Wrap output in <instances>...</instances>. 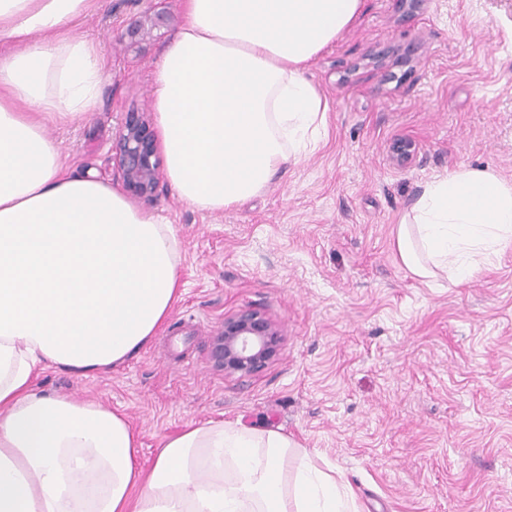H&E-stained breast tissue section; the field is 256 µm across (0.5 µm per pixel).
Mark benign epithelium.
<instances>
[{
  "label": "benign epithelium",
  "instance_id": "7a95c632",
  "mask_svg": "<svg viewBox=\"0 0 512 512\" xmlns=\"http://www.w3.org/2000/svg\"><path fill=\"white\" fill-rule=\"evenodd\" d=\"M114 150L126 188L138 198H152L160 184L161 170L150 113H127ZM414 155L415 146L408 141H400L393 148V159L399 164L408 163ZM280 336V327L263 313L240 309L224 318L214 340L215 362L227 373H256L265 367Z\"/></svg>",
  "mask_w": 512,
  "mask_h": 512
}]
</instances>
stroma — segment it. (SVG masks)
<instances>
[{"mask_svg":"<svg viewBox=\"0 0 512 512\" xmlns=\"http://www.w3.org/2000/svg\"><path fill=\"white\" fill-rule=\"evenodd\" d=\"M181 0H107L79 34L108 62L94 111L48 128L68 163L121 186L112 145L150 110L153 73ZM140 26L136 39L126 30ZM328 137L261 195L221 213L168 181L138 200L174 225L184 292L119 368L49 369L40 390L123 412L150 464L188 422L275 429L351 491L356 512H512V246L471 278L426 283L399 262L394 227L432 179L490 169L512 180V0H365L312 62ZM415 144L395 164L390 149ZM283 334L241 376L212 357L239 309Z\"/></svg>","mask_w":512,"mask_h":512,"instance_id":"obj_1","label":"stroma"}]
</instances>
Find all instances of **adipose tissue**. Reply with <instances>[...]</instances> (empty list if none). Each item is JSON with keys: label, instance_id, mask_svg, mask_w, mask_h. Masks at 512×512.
<instances>
[{"label": "adipose tissue", "instance_id": "ef3b65f1", "mask_svg": "<svg viewBox=\"0 0 512 512\" xmlns=\"http://www.w3.org/2000/svg\"><path fill=\"white\" fill-rule=\"evenodd\" d=\"M105 0H0V512H348L274 429L188 423L153 464L127 417L35 388L40 372L104 373L148 344L182 294L172 224L76 172L45 134L93 111L101 49L75 25ZM364 0H182L154 75L175 198L217 212L260 195L328 136L312 60ZM512 245V181L459 169L427 183L394 247L415 277L471 276Z\"/></svg>", "mask_w": 512, "mask_h": 512}]
</instances>
